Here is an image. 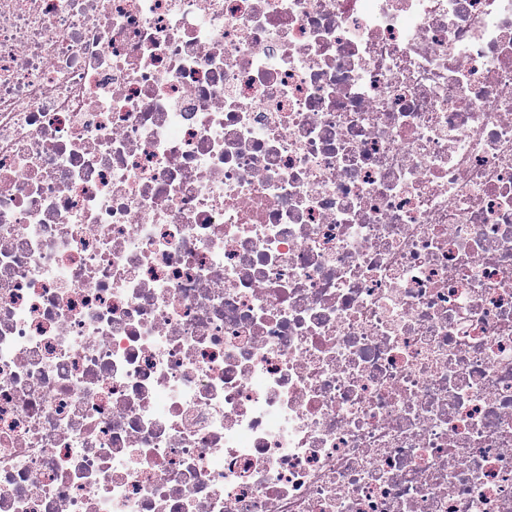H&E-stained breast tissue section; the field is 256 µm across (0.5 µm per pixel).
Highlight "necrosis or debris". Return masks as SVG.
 Wrapping results in <instances>:
<instances>
[{"mask_svg":"<svg viewBox=\"0 0 512 512\" xmlns=\"http://www.w3.org/2000/svg\"><path fill=\"white\" fill-rule=\"evenodd\" d=\"M0 512H512V0H0Z\"/></svg>","mask_w":512,"mask_h":512,"instance_id":"obj_1","label":"necrosis or debris"}]
</instances>
